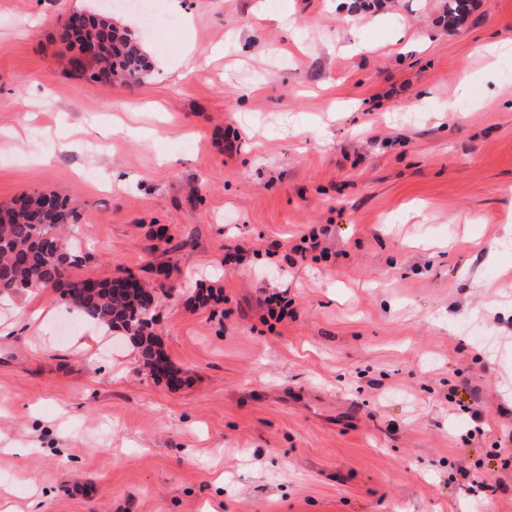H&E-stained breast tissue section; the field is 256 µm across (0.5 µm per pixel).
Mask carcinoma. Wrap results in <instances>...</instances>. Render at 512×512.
<instances>
[{
    "instance_id": "carcinoma-1",
    "label": "carcinoma",
    "mask_w": 512,
    "mask_h": 512,
    "mask_svg": "<svg viewBox=\"0 0 512 512\" xmlns=\"http://www.w3.org/2000/svg\"><path fill=\"white\" fill-rule=\"evenodd\" d=\"M91 27L81 32L66 22L58 41L70 50L97 44L96 54L68 72L109 85L121 75L138 83L152 70V62L134 33L120 26L110 12H90ZM74 202L50 192L23 193L0 207V297L19 296L32 288H50L86 317L129 339L139 349L152 374L173 378L180 373L165 355L153 330L160 297L155 289L132 276L95 281L73 278L68 269L79 260L66 232L78 224ZM221 290L200 288L191 296L199 306L220 303Z\"/></svg>"
}]
</instances>
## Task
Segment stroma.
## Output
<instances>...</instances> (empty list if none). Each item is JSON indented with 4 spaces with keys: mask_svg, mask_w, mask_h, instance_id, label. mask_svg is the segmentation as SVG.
I'll use <instances>...</instances> for the list:
<instances>
[{
    "mask_svg": "<svg viewBox=\"0 0 512 512\" xmlns=\"http://www.w3.org/2000/svg\"><path fill=\"white\" fill-rule=\"evenodd\" d=\"M97 7L0 0V205L68 197L71 276L173 289L181 380L55 290L34 326L1 298L11 502L512 512V0H154L116 12L152 72L107 87L57 40Z\"/></svg>",
    "mask_w": 512,
    "mask_h": 512,
    "instance_id": "35a3bbf8",
    "label": "stroma"
}]
</instances>
